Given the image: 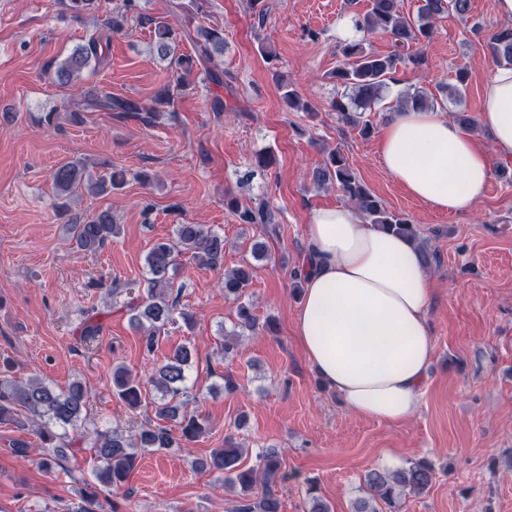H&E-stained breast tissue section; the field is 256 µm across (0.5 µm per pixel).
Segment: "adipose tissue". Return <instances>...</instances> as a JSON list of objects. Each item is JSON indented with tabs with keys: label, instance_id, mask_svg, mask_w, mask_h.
<instances>
[{
	"label": "adipose tissue",
	"instance_id": "obj_1",
	"mask_svg": "<svg viewBox=\"0 0 512 512\" xmlns=\"http://www.w3.org/2000/svg\"><path fill=\"white\" fill-rule=\"evenodd\" d=\"M478 124L491 149L442 112L405 109L383 126L379 152L412 198L458 214L482 199L493 160H512V67L492 71ZM306 235L314 269L295 332L307 361L358 415L409 419L433 356L431 288L419 249L347 204L313 210Z\"/></svg>",
	"mask_w": 512,
	"mask_h": 512
}]
</instances>
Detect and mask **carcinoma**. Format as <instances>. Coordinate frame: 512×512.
I'll use <instances>...</instances> for the list:
<instances>
[{"label":"carcinoma","mask_w":512,"mask_h":512,"mask_svg":"<svg viewBox=\"0 0 512 512\" xmlns=\"http://www.w3.org/2000/svg\"><path fill=\"white\" fill-rule=\"evenodd\" d=\"M96 8H101L99 0H67V9L74 17ZM137 8V0H122L120 5L108 10L105 26L109 35H90L63 60L49 62L46 70L54 73L60 84L67 85L86 70L94 73L105 67L109 60L105 49L109 47L110 33L122 31L128 14ZM470 10L471 0H423L417 17L412 20L401 15L397 0H370V9L358 20L363 38L338 48L341 59L330 73L337 89L332 110L338 120L365 137L370 135L373 126L363 113L352 107L353 101L368 108L380 101L382 91L396 80L401 50L411 43L431 41L435 22L441 15L452 12L464 17ZM148 23L154 25V51L167 63L174 84L159 89L149 106L133 98L89 90L67 112L70 122L83 123L89 112H118L155 124L174 106V90L185 86L200 71L209 83L233 91L232 81L225 78L224 70L215 63V56L224 53V29L198 25L192 30H180L165 21L150 19ZM376 32L391 38L393 52L378 55L367 50L365 37ZM184 37L193 43L194 54L178 53V40ZM489 49L499 64L512 66V28L505 27L497 32ZM433 100L427 92L417 90L404 97L402 108L429 109L434 106ZM313 178L320 184L335 182L370 223L410 239L418 245L427 264L433 263L434 254L420 241L417 225L403 214L388 211L382 199L356 176L340 150L330 152L324 166L313 171ZM52 181L54 207L62 216L71 211V203L85 192L103 196L120 188L125 183V174L113 170L94 179L86 174L84 163L78 160L56 168ZM224 204L241 224L271 223V210L265 205L251 208L229 196L225 197ZM66 232L79 250L94 253L120 233V225L116 224L112 208L106 207L91 215H71ZM181 255L209 269L224 270V297L237 303V330L221 337L224 358L232 359L240 353L243 332H253L259 327L273 329L268 321L259 324L252 304L246 300L253 279L252 263L245 260L233 269H224L223 235L204 224H177L173 237L155 240L147 252L149 278L144 282V294L130 296L121 303L118 301L120 291L112 290L113 304L125 308L131 325L142 331L141 347L145 353L155 352L161 330L166 326L180 321L189 329L193 326V314L180 309L178 297L174 296L172 273L176 272ZM101 331L102 324L89 316L81 323L80 336L86 343L93 342ZM192 358L189 345H178L165 357V362L153 366L144 381L123 365L113 367L112 386L127 409L137 410L149 396L154 404L157 423L143 425L132 435L118 425L110 430H100L94 425L89 416L90 393L81 381H73L65 388L42 377L21 382L15 380L6 367L0 369V423L22 430L34 428L42 444L36 464L48 474L55 472L64 459L90 450L101 463L97 480L112 496L125 498V483L139 452L185 448L207 430V420L188 408L192 397L188 386ZM246 455L248 449L229 435L224 438V447L215 448L209 456L196 460L195 469L224 475V487L237 492L232 512H281L279 486L286 474L282 471L278 450L263 449L256 454L251 466L243 462ZM433 477L434 468L426 460L412 461L394 470H373L365 478L368 497L356 502V512H398L400 497L423 494L431 486ZM259 484L262 491L258 496L255 488Z\"/></svg>","instance_id":"obj_1"}]
</instances>
